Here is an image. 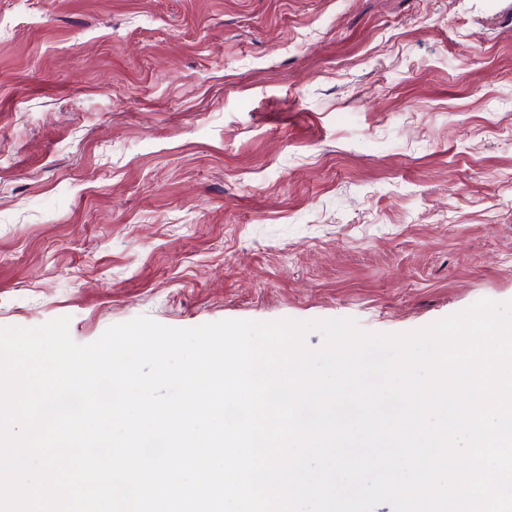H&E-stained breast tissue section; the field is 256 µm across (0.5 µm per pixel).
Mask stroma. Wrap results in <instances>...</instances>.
<instances>
[{
    "label": "stroma",
    "mask_w": 512,
    "mask_h": 512,
    "mask_svg": "<svg viewBox=\"0 0 512 512\" xmlns=\"http://www.w3.org/2000/svg\"><path fill=\"white\" fill-rule=\"evenodd\" d=\"M512 299V0H0V327H424Z\"/></svg>",
    "instance_id": "1"
}]
</instances>
